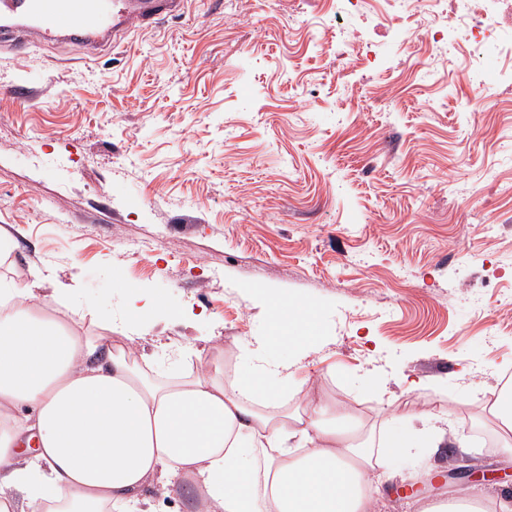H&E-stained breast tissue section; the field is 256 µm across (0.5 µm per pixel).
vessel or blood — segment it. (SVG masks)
Returning a JSON list of instances; mask_svg holds the SVG:
<instances>
[{
	"mask_svg": "<svg viewBox=\"0 0 512 512\" xmlns=\"http://www.w3.org/2000/svg\"><path fill=\"white\" fill-rule=\"evenodd\" d=\"M184 0H0V18L20 23L0 31V43L17 50L29 40H82L97 47L120 38L130 26H151L162 15L181 11Z\"/></svg>",
	"mask_w": 512,
	"mask_h": 512,
	"instance_id": "1",
	"label": "vessel or blood"
}]
</instances>
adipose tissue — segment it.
Here are the masks:
<instances>
[{
    "mask_svg": "<svg viewBox=\"0 0 512 512\" xmlns=\"http://www.w3.org/2000/svg\"><path fill=\"white\" fill-rule=\"evenodd\" d=\"M41 285L0 292V512H146L147 491L185 488L200 512H373L390 458L439 443L396 431L374 457L352 407L322 405L293 361L265 360L300 337H257L230 379L204 359L159 378L132 347L156 300H130L116 344L81 334L68 296L37 306Z\"/></svg>",
    "mask_w": 512,
    "mask_h": 512,
    "instance_id": "1",
    "label": "adipose tissue"
}]
</instances>
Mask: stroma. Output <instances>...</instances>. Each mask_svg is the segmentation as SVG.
I'll list each match as a JSON object with an SVG mask.
<instances>
[{"label": "stroma", "mask_w": 512, "mask_h": 512, "mask_svg": "<svg viewBox=\"0 0 512 512\" xmlns=\"http://www.w3.org/2000/svg\"><path fill=\"white\" fill-rule=\"evenodd\" d=\"M335 13L186 0L92 54L0 50V284L41 277L45 306L67 289L93 336L133 296L180 310L135 341L161 373L189 341L234 374L270 301H304L299 380L358 401L376 453L443 433L391 460L378 512L463 492L512 507L489 412L512 375V85L485 49L490 95L470 100L468 68L444 77L434 46L393 42L372 2L340 30ZM361 31L390 69L355 64Z\"/></svg>", "instance_id": "stroma-1"}]
</instances>
